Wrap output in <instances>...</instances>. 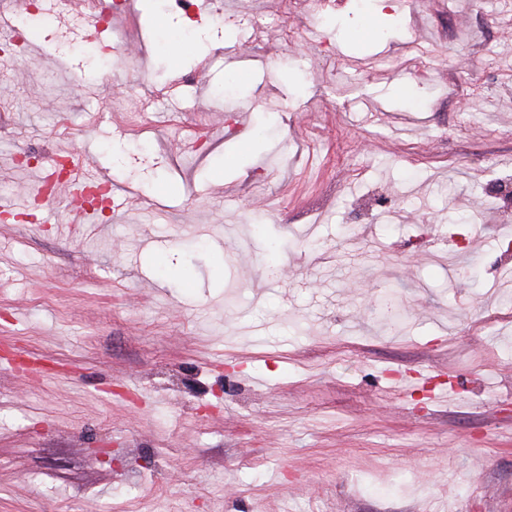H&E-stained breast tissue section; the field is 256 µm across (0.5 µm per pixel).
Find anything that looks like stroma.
I'll return each instance as SVG.
<instances>
[{"mask_svg":"<svg viewBox=\"0 0 512 512\" xmlns=\"http://www.w3.org/2000/svg\"><path fill=\"white\" fill-rule=\"evenodd\" d=\"M129 2L0 55L113 198L0 222V512H512V0Z\"/></svg>","mask_w":512,"mask_h":512,"instance_id":"1","label":"stroma"}]
</instances>
